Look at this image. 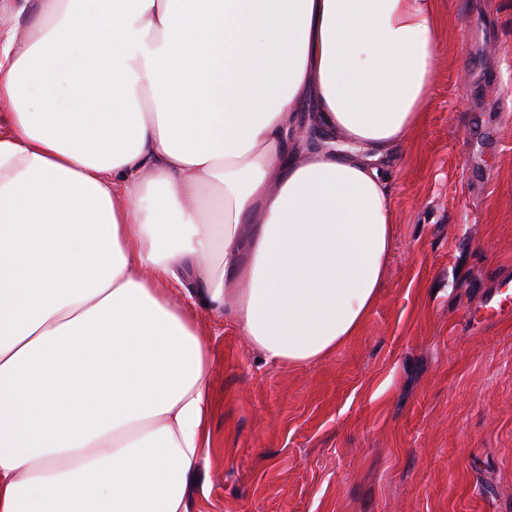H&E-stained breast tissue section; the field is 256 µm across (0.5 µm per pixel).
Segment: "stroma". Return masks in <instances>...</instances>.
Returning a JSON list of instances; mask_svg holds the SVG:
<instances>
[{
    "instance_id": "35a3bbf8",
    "label": "stroma",
    "mask_w": 512,
    "mask_h": 512,
    "mask_svg": "<svg viewBox=\"0 0 512 512\" xmlns=\"http://www.w3.org/2000/svg\"><path fill=\"white\" fill-rule=\"evenodd\" d=\"M445 50L413 150L379 157L397 234L356 336L265 366L197 316L218 408L190 512H512V0H438Z\"/></svg>"
}]
</instances>
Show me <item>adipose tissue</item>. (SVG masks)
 <instances>
[{
    "mask_svg": "<svg viewBox=\"0 0 512 512\" xmlns=\"http://www.w3.org/2000/svg\"><path fill=\"white\" fill-rule=\"evenodd\" d=\"M0 512H189L199 307L331 357L396 234L436 0H0ZM313 103L327 146L304 155Z\"/></svg>",
    "mask_w": 512,
    "mask_h": 512,
    "instance_id": "1",
    "label": "adipose tissue"
}]
</instances>
